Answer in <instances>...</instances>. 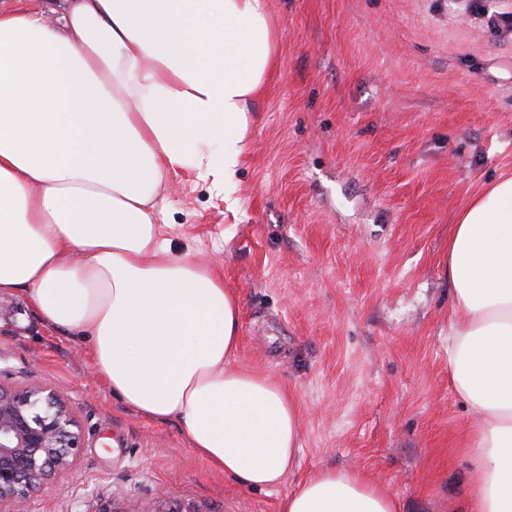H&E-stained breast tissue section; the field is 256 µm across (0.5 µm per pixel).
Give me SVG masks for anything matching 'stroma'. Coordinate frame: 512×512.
<instances>
[{"label":"stroma","mask_w":512,"mask_h":512,"mask_svg":"<svg viewBox=\"0 0 512 512\" xmlns=\"http://www.w3.org/2000/svg\"><path fill=\"white\" fill-rule=\"evenodd\" d=\"M277 65L252 101L235 207L184 171L158 202L241 300L238 366L297 405L300 453L258 490L212 469L181 425L123 406L78 337L0 297V368L48 383L83 450L18 512H280L323 468L355 469L401 512H460L473 415L448 383L455 217L512 175V0H267Z\"/></svg>","instance_id":"1"}]
</instances>
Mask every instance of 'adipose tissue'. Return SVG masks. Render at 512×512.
I'll return each mask as SVG.
<instances>
[{
  "label": "adipose tissue",
  "mask_w": 512,
  "mask_h": 512,
  "mask_svg": "<svg viewBox=\"0 0 512 512\" xmlns=\"http://www.w3.org/2000/svg\"><path fill=\"white\" fill-rule=\"evenodd\" d=\"M276 62L265 0H0V296L86 344L124 405L178 421L192 451L275 490L299 448L287 389L238 367L241 304L156 219L169 174L231 195ZM448 376L473 415L461 512H512V177L456 216ZM280 512H400L323 469Z\"/></svg>",
  "instance_id": "obj_1"
}]
</instances>
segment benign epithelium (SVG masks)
<instances>
[{"mask_svg": "<svg viewBox=\"0 0 512 512\" xmlns=\"http://www.w3.org/2000/svg\"><path fill=\"white\" fill-rule=\"evenodd\" d=\"M82 448L71 408L45 382L22 390L0 382V512L48 489Z\"/></svg>", "mask_w": 512, "mask_h": 512, "instance_id": "7a95c632", "label": "benign epithelium"}]
</instances>
